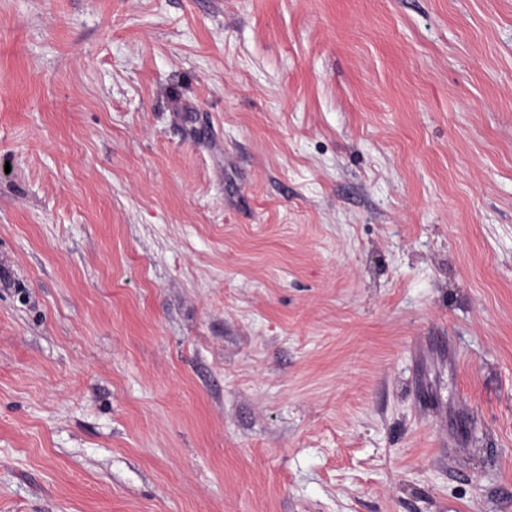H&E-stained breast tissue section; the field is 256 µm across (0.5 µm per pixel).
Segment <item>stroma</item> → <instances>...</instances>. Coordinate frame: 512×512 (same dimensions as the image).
Returning a JSON list of instances; mask_svg holds the SVG:
<instances>
[{"label": "stroma", "instance_id": "obj_1", "mask_svg": "<svg viewBox=\"0 0 512 512\" xmlns=\"http://www.w3.org/2000/svg\"><path fill=\"white\" fill-rule=\"evenodd\" d=\"M0 512H512V0H0Z\"/></svg>", "mask_w": 512, "mask_h": 512}]
</instances>
